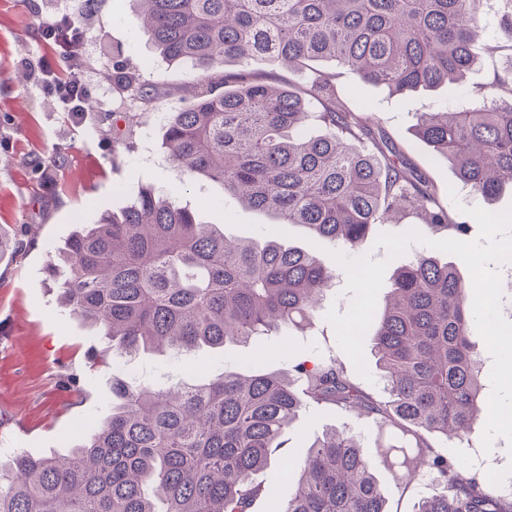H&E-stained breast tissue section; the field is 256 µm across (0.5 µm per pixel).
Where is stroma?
<instances>
[{
  "mask_svg": "<svg viewBox=\"0 0 512 512\" xmlns=\"http://www.w3.org/2000/svg\"><path fill=\"white\" fill-rule=\"evenodd\" d=\"M40 0H0V226L33 227L35 242L20 261L0 264V436L34 456L64 454L90 433L112 399L111 358L102 357L103 341L64 313L50 288L46 265L51 252L82 224L95 223L103 212L125 206L149 188L192 208L199 221L222 225L227 235L262 237L267 216L242 207L212 182L184 175L161 147V124L155 113L178 111L183 101L179 86L189 68L170 63L147 42L132 0H99L88 21L87 57L91 104L87 112L68 114L52 105L40 85L25 76L20 62L39 66L45 48L34 7ZM484 41L473 50L476 68L463 83L435 91L389 96L387 91L342 74L340 88L357 107L372 110L393 139L425 169L440 189H454L462 206L480 207L484 201L458 186L453 168L434 158L429 146L414 133L419 112H445L486 87L496 71L512 57V34L502 29L494 6H486ZM499 50L488 53L486 42ZM121 56L142 80L155 84L159 96L147 102L131 90L112 83L113 56ZM425 233L422 224H376L358 247L357 256L387 260L385 285L377 296L384 309L396 267L424 254L452 265L463 278L471 275L457 256L411 243L404 254L388 258L377 238L383 234ZM336 286L316 312L306 333L271 336L261 344L229 346L224 352L201 347L171 361L158 354L136 359L144 382L168 387L192 381L224 366L241 369L257 362L278 368L294 353L344 358L327 309L345 312L351 302L346 272L338 270ZM79 377V391L59 388V375ZM347 427L369 448L382 433L372 421L354 413L307 408L283 435L285 456L303 459L309 444L326 427ZM483 426H476L465 442L449 441L448 454L463 470L481 473L494 468L512 474V448L496 438L490 453L481 450ZM376 477L386 512H413L419 497L432 494L429 480L399 485L391 471L378 468Z\"/></svg>",
  "mask_w": 512,
  "mask_h": 512,
  "instance_id": "1",
  "label": "stroma"
}]
</instances>
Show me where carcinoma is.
<instances>
[{"mask_svg": "<svg viewBox=\"0 0 512 512\" xmlns=\"http://www.w3.org/2000/svg\"><path fill=\"white\" fill-rule=\"evenodd\" d=\"M162 56L191 67V96L167 114L162 147L190 177L219 184L248 209L305 228L313 246L275 236L229 240L188 206L145 191L83 224L50 256L60 305L106 341L114 359L222 351L301 329L334 287L315 246L354 250L374 224L415 218L459 239L437 184L372 113L349 103L332 60L391 95L459 83L477 64L484 0H135ZM288 66V84L247 63ZM240 67L229 68L227 63ZM112 79L151 100L112 57ZM492 86L451 112L417 115L415 131L457 181L487 201L512 186V58ZM34 243L32 225L0 228V263ZM466 285L449 264L419 255L394 278L373 322L387 397L336 358L225 369L166 390L112 374V403L64 455L0 457V512H252L256 475L276 462L285 429L307 403L360 412L408 439L373 452L334 427L293 466L301 476L271 512H385L374 472L435 486L414 512H512V496L466 475L428 437L467 436L485 405Z\"/></svg>", "mask_w": 512, "mask_h": 512, "instance_id": "1", "label": "carcinoma"}]
</instances>
